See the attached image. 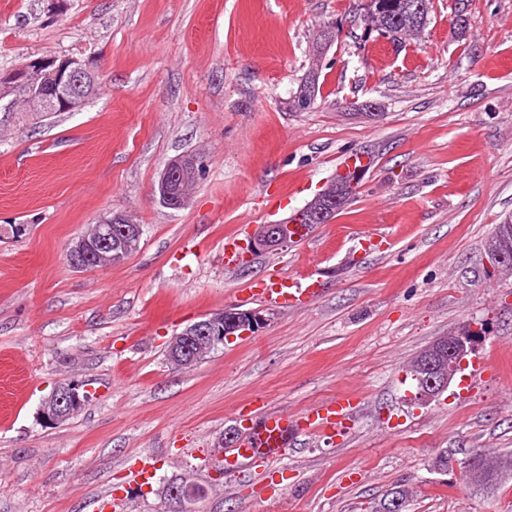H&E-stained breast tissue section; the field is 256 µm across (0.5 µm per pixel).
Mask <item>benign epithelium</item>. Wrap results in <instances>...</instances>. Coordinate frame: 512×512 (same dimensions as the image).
Here are the masks:
<instances>
[{"label": "benign epithelium", "mask_w": 512, "mask_h": 512, "mask_svg": "<svg viewBox=\"0 0 512 512\" xmlns=\"http://www.w3.org/2000/svg\"><path fill=\"white\" fill-rule=\"evenodd\" d=\"M98 86V75L85 60L77 56L31 59L0 75V112L17 111L15 89L24 88L25 102L32 112L55 110L76 112ZM202 162L195 155H182L166 165L158 181L161 204L172 209L188 205V188L201 174ZM300 220L263 225L250 239L243 262L248 255L273 252L287 247L296 239ZM512 235V225H501L492 235L484 254L489 272L512 273V243L506 244L502 232ZM143 234L142 225L124 212H112L101 217L91 231L79 236L67 249V259L80 265L106 268L123 263L135 250ZM260 309L226 308L204 316L186 326L171 339L167 361L176 368H189L202 363L208 354L236 334H256L266 325ZM468 327L440 336L417 359L414 369L420 371L419 398L430 402L445 392L463 367L477 337ZM86 402L80 386L69 380L59 381L39 408L47 423L58 424L77 412ZM480 455L470 453L458 466L473 486H479L484 471L477 464Z\"/></svg>", "instance_id": "7a95c632"}]
</instances>
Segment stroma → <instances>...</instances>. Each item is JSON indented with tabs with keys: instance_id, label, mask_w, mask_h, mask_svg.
<instances>
[{
	"instance_id": "35a3bbf8",
	"label": "stroma",
	"mask_w": 512,
	"mask_h": 512,
	"mask_svg": "<svg viewBox=\"0 0 512 512\" xmlns=\"http://www.w3.org/2000/svg\"><path fill=\"white\" fill-rule=\"evenodd\" d=\"M363 4L0 0V72L74 54L100 82L78 112L0 115V512H372L397 484L409 512H512V475L478 490L431 467L512 451V278L482 275L512 215V0H433L401 44L365 34ZM312 68L314 105L289 111ZM355 153L371 164L330 223L225 269V235L295 214ZM186 154L204 169L188 206L166 208L159 176ZM112 211L142 224L139 251L70 266V243ZM372 232L382 242L362 251ZM306 272L314 305L264 307L258 334L191 369L167 362L186 325ZM471 323L486 333L468 369L415 402L405 364ZM62 379L90 400L49 425L40 403ZM343 395L335 437L294 431L277 460L214 481L236 431Z\"/></svg>"
}]
</instances>
